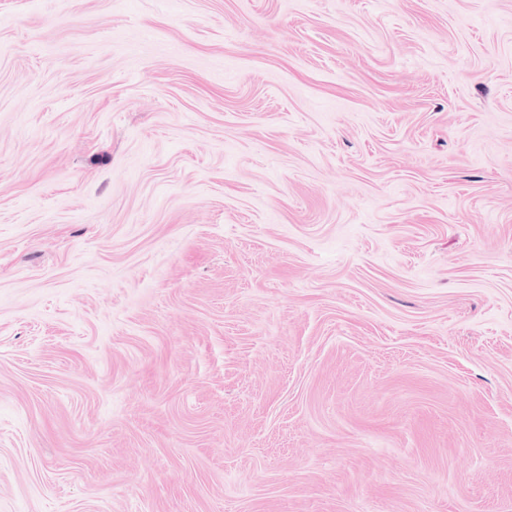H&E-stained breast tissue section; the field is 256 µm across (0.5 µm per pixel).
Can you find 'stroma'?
Segmentation results:
<instances>
[{"label":"stroma","mask_w":512,"mask_h":512,"mask_svg":"<svg viewBox=\"0 0 512 512\" xmlns=\"http://www.w3.org/2000/svg\"><path fill=\"white\" fill-rule=\"evenodd\" d=\"M0 512H512V0H0Z\"/></svg>","instance_id":"1"}]
</instances>
